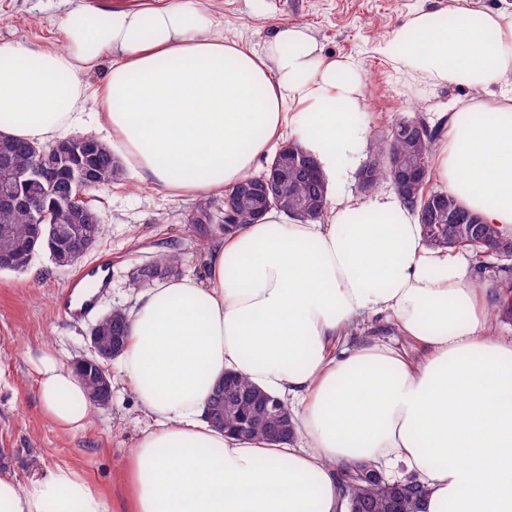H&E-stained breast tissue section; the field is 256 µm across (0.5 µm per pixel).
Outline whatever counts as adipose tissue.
Masks as SVG:
<instances>
[{"instance_id":"ef3b65f1","label":"adipose tissue","mask_w":512,"mask_h":512,"mask_svg":"<svg viewBox=\"0 0 512 512\" xmlns=\"http://www.w3.org/2000/svg\"><path fill=\"white\" fill-rule=\"evenodd\" d=\"M197 3L89 8L63 48L0 46V137L46 146L92 119L140 181L192 197L234 186L288 136L328 185L321 219L269 210L210 248L205 282L164 280L127 310L119 372L150 421L127 457L128 512H348L338 468L365 460L415 476L420 512H512V339L488 327L470 251L428 246L394 191H348L367 144L361 66L321 59L300 25L255 51ZM378 51L423 90L471 91L441 115L433 176L512 234V0L416 10ZM104 58L90 116L82 76ZM381 315L402 343L346 345ZM228 372L288 401L296 440L212 427ZM39 375L47 419L82 427L81 380L51 357ZM0 512L111 506L58 465L25 484L0 473Z\"/></svg>"}]
</instances>
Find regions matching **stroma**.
<instances>
[{
    "label": "stroma",
    "mask_w": 512,
    "mask_h": 512,
    "mask_svg": "<svg viewBox=\"0 0 512 512\" xmlns=\"http://www.w3.org/2000/svg\"><path fill=\"white\" fill-rule=\"evenodd\" d=\"M165 0H0V45L63 47L62 23L82 7L117 9L158 6ZM217 31L262 48L284 25H302L315 37L323 57H353L365 76L369 138L387 135L392 124L420 115L436 122L470 98L465 88L429 93L399 80L377 47L414 10L443 8L448 0H202ZM106 232L92 251L71 267L57 268L39 253L23 271H0V472L20 482L40 470L69 465L108 497L112 512H123L127 455L148 420L128 383L112 377L109 408L92 410L85 428L61 429L44 416L38 369L44 356L71 364L87 354L92 326L112 308L134 305L141 288L133 275L144 262L175 243L182 253L179 275L206 278L211 243L189 214L221 205L223 193L174 197L142 184L132 172L94 191ZM110 268L92 311L71 317L60 304L79 273Z\"/></svg>",
    "instance_id": "1"
}]
</instances>
